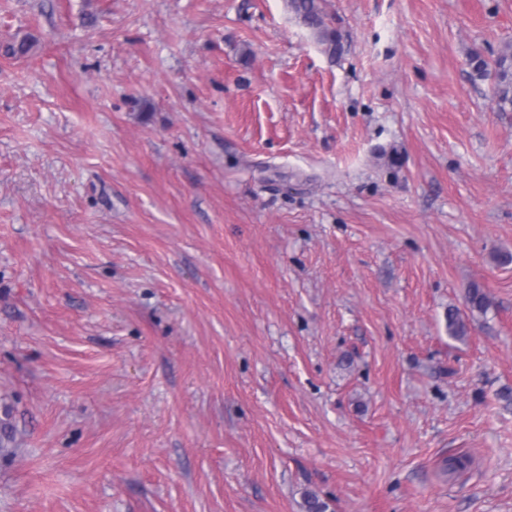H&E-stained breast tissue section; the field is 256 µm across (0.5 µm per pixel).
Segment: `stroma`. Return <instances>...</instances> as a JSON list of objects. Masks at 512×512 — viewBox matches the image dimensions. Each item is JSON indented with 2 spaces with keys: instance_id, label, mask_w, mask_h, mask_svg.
Returning a JSON list of instances; mask_svg holds the SVG:
<instances>
[{
  "instance_id": "1",
  "label": "stroma",
  "mask_w": 512,
  "mask_h": 512,
  "mask_svg": "<svg viewBox=\"0 0 512 512\" xmlns=\"http://www.w3.org/2000/svg\"><path fill=\"white\" fill-rule=\"evenodd\" d=\"M326 10L0 0V512H512V0ZM325 0H287V6L316 35L323 51L335 58L341 51L339 35L328 22ZM468 62L473 80H491L496 110L512 112V44H506L492 60L473 54Z\"/></svg>"
}]
</instances>
